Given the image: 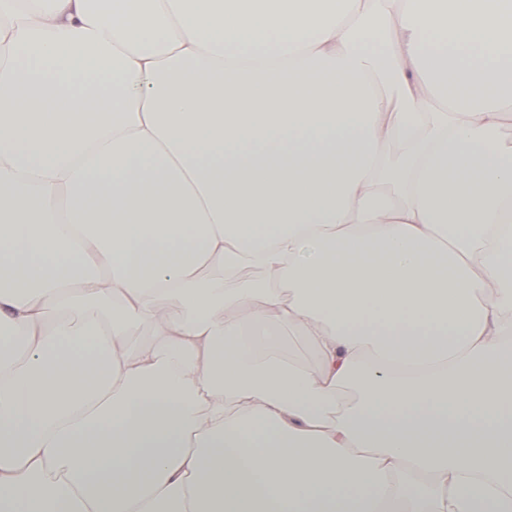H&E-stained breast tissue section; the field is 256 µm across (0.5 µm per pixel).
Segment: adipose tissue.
I'll return each mask as SVG.
<instances>
[{
    "instance_id": "1",
    "label": "adipose tissue",
    "mask_w": 512,
    "mask_h": 512,
    "mask_svg": "<svg viewBox=\"0 0 512 512\" xmlns=\"http://www.w3.org/2000/svg\"><path fill=\"white\" fill-rule=\"evenodd\" d=\"M511 112L512 0H0V512H512Z\"/></svg>"
}]
</instances>
